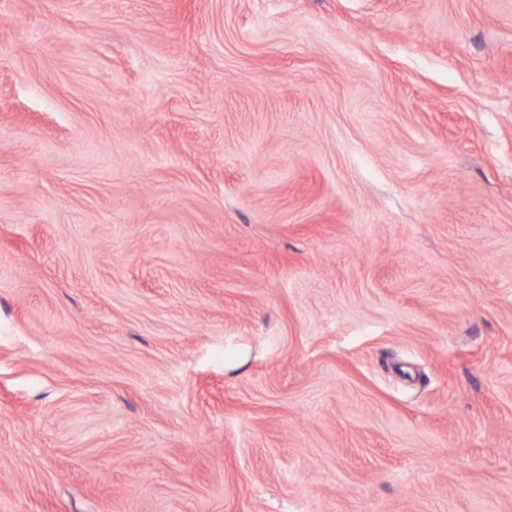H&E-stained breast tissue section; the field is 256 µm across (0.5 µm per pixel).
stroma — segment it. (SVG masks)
Returning a JSON list of instances; mask_svg holds the SVG:
<instances>
[{"instance_id":"obj_1","label":"stroma","mask_w":512,"mask_h":512,"mask_svg":"<svg viewBox=\"0 0 512 512\" xmlns=\"http://www.w3.org/2000/svg\"><path fill=\"white\" fill-rule=\"evenodd\" d=\"M0 512H512V0H0Z\"/></svg>"}]
</instances>
